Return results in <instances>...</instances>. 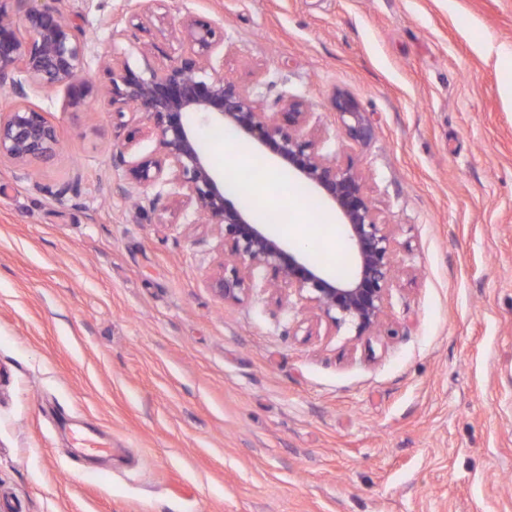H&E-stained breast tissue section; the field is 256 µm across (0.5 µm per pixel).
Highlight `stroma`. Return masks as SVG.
<instances>
[{
    "mask_svg": "<svg viewBox=\"0 0 512 512\" xmlns=\"http://www.w3.org/2000/svg\"><path fill=\"white\" fill-rule=\"evenodd\" d=\"M123 5L65 17L136 71L210 20L225 78L303 100L364 175L401 272L374 336L270 289L223 300L215 226L123 193L146 116L44 89L54 156L33 182L0 166V512H512V0H166L114 37ZM334 106L342 118L344 133L349 141L365 143L372 138L373 127L353 100L337 96Z\"/></svg>",
    "mask_w": 512,
    "mask_h": 512,
    "instance_id": "35a3bbf8",
    "label": "stroma"
}]
</instances>
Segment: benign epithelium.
I'll list each match as a JSON object with an SVG mask.
<instances>
[{
    "instance_id": "benign-epithelium-1",
    "label": "benign epithelium",
    "mask_w": 512,
    "mask_h": 512,
    "mask_svg": "<svg viewBox=\"0 0 512 512\" xmlns=\"http://www.w3.org/2000/svg\"><path fill=\"white\" fill-rule=\"evenodd\" d=\"M66 2L0 0V86L10 94L8 105H0V165L9 164L26 178L31 164L51 158L58 144L55 127L32 98L46 86L62 87L70 106L85 107L100 94L88 74L95 42L63 16ZM157 2L136 0L131 15L111 14L102 23L111 35H120L123 17L142 20ZM179 42L180 54L163 68L137 73L118 55L103 61L108 105L119 114L131 106L146 114V135L157 142L154 153L128 160L125 154L135 136L128 137L119 152L126 167L125 194L139 187L172 185L179 205L196 207L201 223L217 226L224 261L211 288L223 299L235 301L251 288H284L335 327L349 326L358 336L375 331L396 277V244L389 225L379 220L362 174L337 165L321 151L325 136L309 130L311 113L301 100L288 97L281 110L269 116L248 89L224 79L217 68L224 37L210 22L186 17ZM334 106L349 141L372 138L373 127L353 100L338 96ZM189 114L230 127L271 152L330 204L353 257L347 277L333 278L308 252L284 248L226 196L224 179L201 152ZM258 268L272 271L259 284L254 277Z\"/></svg>"
}]
</instances>
